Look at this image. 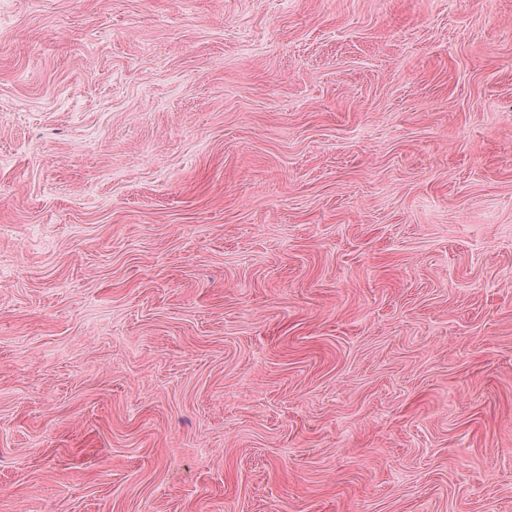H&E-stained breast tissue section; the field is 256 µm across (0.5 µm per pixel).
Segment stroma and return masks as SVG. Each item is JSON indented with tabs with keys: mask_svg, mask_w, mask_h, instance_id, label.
Here are the masks:
<instances>
[{
	"mask_svg": "<svg viewBox=\"0 0 512 512\" xmlns=\"http://www.w3.org/2000/svg\"><path fill=\"white\" fill-rule=\"evenodd\" d=\"M0 512H512V0H0Z\"/></svg>",
	"mask_w": 512,
	"mask_h": 512,
	"instance_id": "obj_1",
	"label": "stroma"
}]
</instances>
